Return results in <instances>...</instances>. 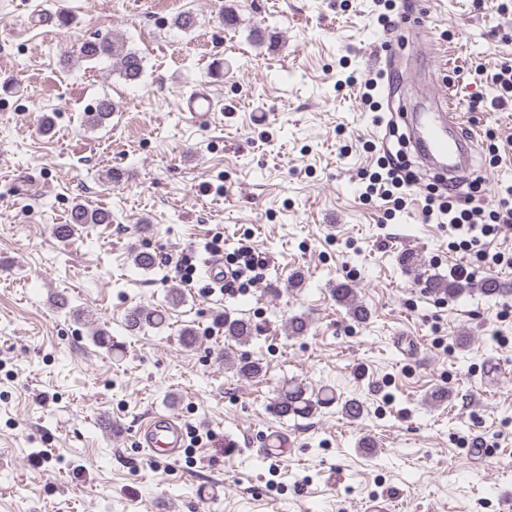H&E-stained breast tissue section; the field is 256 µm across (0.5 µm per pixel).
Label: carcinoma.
Wrapping results in <instances>:
<instances>
[{
	"instance_id": "obj_1",
	"label": "carcinoma",
	"mask_w": 512,
	"mask_h": 512,
	"mask_svg": "<svg viewBox=\"0 0 512 512\" xmlns=\"http://www.w3.org/2000/svg\"><path fill=\"white\" fill-rule=\"evenodd\" d=\"M81 58L96 61L110 58L114 61L115 70L127 82H137L144 73V56L138 50L128 47L125 41H119L109 36L96 37L84 41L80 47ZM114 112V103L109 98H103L91 111L83 116V123L93 127L106 123ZM112 222L110 212L101 209H89L79 204L69 215V222L58 224L54 228L57 237L65 239L78 232L98 224ZM428 289L433 293L456 297L463 291V285L456 279L428 280ZM334 296L337 304L347 309L348 313L357 320L368 318V310L357 299L356 289L343 282L336 283ZM164 314L158 309L136 307L125 316L124 328L130 333L153 328L162 323ZM218 324L224 328V338L237 345H245L260 335L261 328L245 318H233L225 313L218 318ZM224 363L229 365L233 373L244 380L257 379L262 376L261 363L248 358H235L231 347L224 348ZM334 405L341 414L351 420L360 418L364 412L363 403L357 398H344L335 389L324 386L313 393L302 384L286 380L277 390L274 407L280 417H308L318 409Z\"/></svg>"
}]
</instances>
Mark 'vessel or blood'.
I'll return each instance as SVG.
<instances>
[{
	"mask_svg": "<svg viewBox=\"0 0 512 512\" xmlns=\"http://www.w3.org/2000/svg\"><path fill=\"white\" fill-rule=\"evenodd\" d=\"M217 104L207 86L195 89L182 103L183 111L192 115L214 112ZM410 138L425 166L437 175L447 177L456 194L470 198L473 189L467 177L474 162V136H462V121L456 113L447 111L445 96L434 92L431 107L405 116ZM185 428L178 416L153 415L138 432L142 450L154 457L178 456L185 446Z\"/></svg>",
	"mask_w": 512,
	"mask_h": 512,
	"instance_id": "b4317fda",
	"label": "vessel or blood"
}]
</instances>
